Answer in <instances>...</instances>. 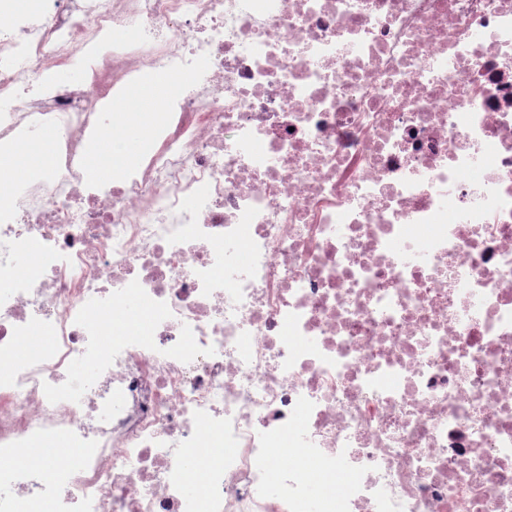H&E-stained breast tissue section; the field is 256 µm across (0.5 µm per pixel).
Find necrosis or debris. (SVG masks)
<instances>
[{
	"label": "necrosis or debris",
	"instance_id": "necrosis-or-debris-1",
	"mask_svg": "<svg viewBox=\"0 0 512 512\" xmlns=\"http://www.w3.org/2000/svg\"><path fill=\"white\" fill-rule=\"evenodd\" d=\"M47 130L0 169V512H512V0H0V155ZM173 92L171 85H144L134 93L135 109L124 112L120 126L124 129L120 145L112 140V129L106 131L86 154V164L102 177L112 172L115 161L134 164L142 154L145 142L142 129L147 122L160 123ZM50 143L51 134L44 133L34 144L20 148L13 155L8 157L0 156V168L9 167L17 172H21L29 164L36 162L42 153L49 148Z\"/></svg>",
	"mask_w": 512,
	"mask_h": 512
}]
</instances>
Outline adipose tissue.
<instances>
[{
    "label": "adipose tissue",
    "mask_w": 512,
    "mask_h": 512,
    "mask_svg": "<svg viewBox=\"0 0 512 512\" xmlns=\"http://www.w3.org/2000/svg\"><path fill=\"white\" fill-rule=\"evenodd\" d=\"M173 92L169 85H145L134 94L135 107L124 112L121 126L124 136L121 143H114L111 133H104L86 154V164L95 173L108 176L113 162L136 163L145 142L142 129L146 123H159L164 119V109Z\"/></svg>",
    "instance_id": "1"
}]
</instances>
